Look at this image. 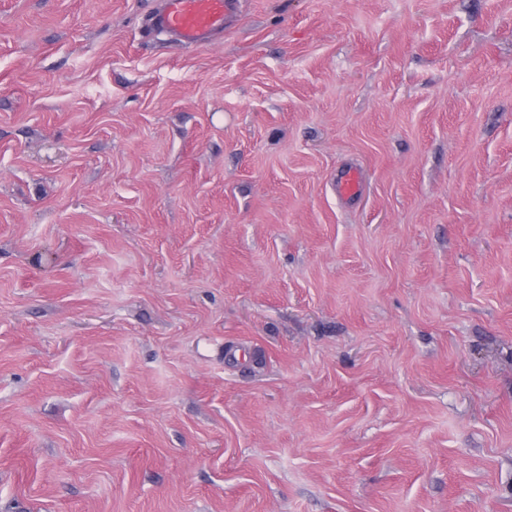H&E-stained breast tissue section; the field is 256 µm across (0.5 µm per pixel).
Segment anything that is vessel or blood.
Segmentation results:
<instances>
[{"label":"vessel or blood","instance_id":"b4317fda","mask_svg":"<svg viewBox=\"0 0 512 512\" xmlns=\"http://www.w3.org/2000/svg\"><path fill=\"white\" fill-rule=\"evenodd\" d=\"M238 0H163L151 17L153 27L175 36L183 44L210 40L221 32L237 9ZM362 188L358 169L347 168L336 178V193L344 200L356 198Z\"/></svg>","mask_w":512,"mask_h":512}]
</instances>
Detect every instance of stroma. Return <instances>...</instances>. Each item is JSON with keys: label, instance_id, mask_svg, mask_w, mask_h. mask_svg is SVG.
Instances as JSON below:
<instances>
[{"label": "stroma", "instance_id": "35a3bbf8", "mask_svg": "<svg viewBox=\"0 0 512 512\" xmlns=\"http://www.w3.org/2000/svg\"><path fill=\"white\" fill-rule=\"evenodd\" d=\"M158 2L0 0V512H512V0ZM237 5L238 0H163L150 22L181 44L203 43L224 30ZM362 188V176L356 168H346L336 178V193L342 200L356 198Z\"/></svg>", "mask_w": 512, "mask_h": 512}]
</instances>
